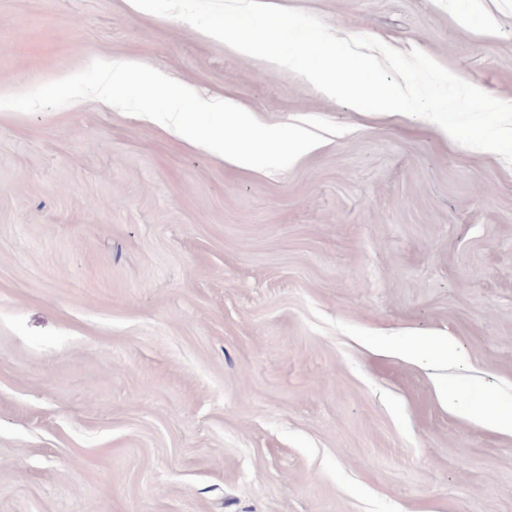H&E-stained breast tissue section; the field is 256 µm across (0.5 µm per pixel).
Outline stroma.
Returning <instances> with one entry per match:
<instances>
[{
    "label": "stroma",
    "instance_id": "35a3bbf8",
    "mask_svg": "<svg viewBox=\"0 0 512 512\" xmlns=\"http://www.w3.org/2000/svg\"><path fill=\"white\" fill-rule=\"evenodd\" d=\"M272 2L512 103V0ZM96 60L348 131L256 173L0 110V512H512V436L434 385L512 411V165L126 0H0V96ZM435 355L441 359H447L448 363L456 362L460 357L458 345L453 336H439L427 342ZM438 390L448 403V411L467 420L480 424L492 431L512 435V411L497 412L484 404L461 401L448 384L439 382Z\"/></svg>",
    "mask_w": 512,
    "mask_h": 512
}]
</instances>
